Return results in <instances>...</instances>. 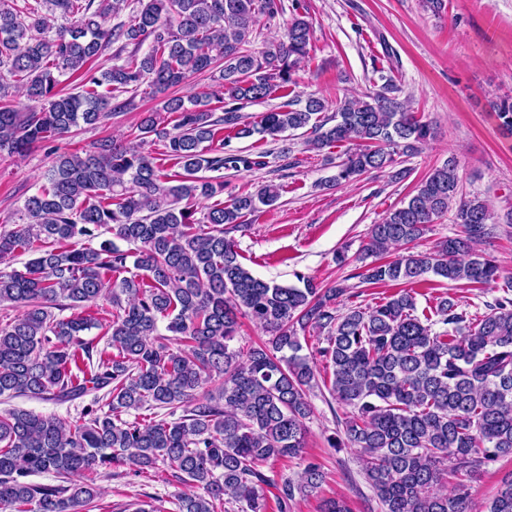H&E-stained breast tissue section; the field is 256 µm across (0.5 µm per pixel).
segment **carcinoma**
Masks as SVG:
<instances>
[{"label": "carcinoma", "instance_id": "obj_1", "mask_svg": "<svg viewBox=\"0 0 512 512\" xmlns=\"http://www.w3.org/2000/svg\"><path fill=\"white\" fill-rule=\"evenodd\" d=\"M36 2L24 13L0 0V156L43 144L51 159L19 223L0 233V258L31 254L21 270L0 269V308L16 311L0 323V396L91 400L74 422L25 409L0 414V512H94L100 492L88 474L120 466L140 474L160 463L178 482L203 490L179 494L178 512H224L227 503L238 512H269L271 485L277 512H288L295 493L321 487V465L307 461L297 483L259 467L301 456L308 396L321 385L350 409L344 438L331 442L358 450L383 512H473L466 485L458 481L447 492L442 481L512 459V297L472 315L442 297L432 316L421 317L413 293L402 289L374 307L342 311L336 300L344 289L299 273L301 288L257 278L226 237L243 212L275 204L276 186L227 205L216 201L224 170L266 165L230 149L226 127L275 138L308 126L307 145L317 151L355 144L337 164L338 184L395 167L396 156L432 135L398 98L396 84L386 80L368 101L341 102L323 120L313 116L324 102L309 96L244 123L243 105L296 84L308 55L311 25L302 17L261 54L247 49L258 15L275 17L280 0H139L140 9L118 26L108 22L127 0ZM120 40L137 48L148 40L150 48L94 71L92 63ZM206 71L217 73L219 91L187 101L171 95L163 113H143L136 127L165 143L177 167L171 173L135 145L99 140L70 152L55 144L97 125L108 109L133 108L144 84L165 93ZM67 74L79 75L81 91L59 94ZM104 84L110 90L103 94ZM15 88L25 91L21 110L10 100ZM117 92L131 97L120 100ZM496 114L512 132V98H502ZM449 213L460 234L432 253L409 250ZM495 224L484 201L463 196L450 159L372 225L363 246L376 257L404 251L357 277L400 285L431 273L468 287L492 285L501 269L477 246ZM105 233L112 238L99 240ZM98 301L112 307L105 326L92 316L54 313ZM245 320L267 339L233 349ZM162 321L174 339L160 333ZM102 326L100 350L85 332ZM311 331L326 333L325 345L305 354L301 338ZM147 407L166 409L171 419L141 416ZM42 473L63 483L31 482ZM486 512H512V478Z\"/></svg>", "mask_w": 512, "mask_h": 512}]
</instances>
